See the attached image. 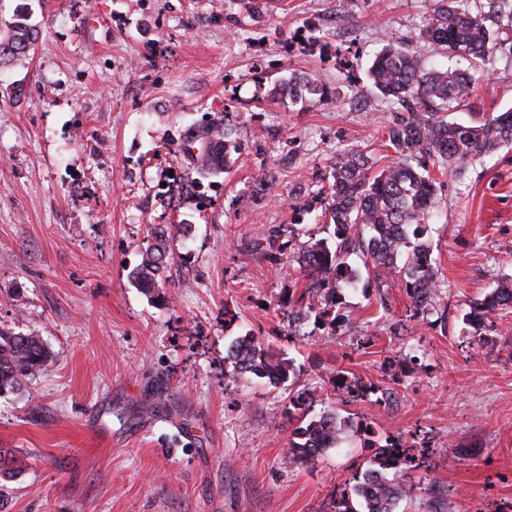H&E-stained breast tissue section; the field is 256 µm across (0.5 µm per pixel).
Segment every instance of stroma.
Masks as SVG:
<instances>
[{"instance_id":"stroma-1","label":"stroma","mask_w":512,"mask_h":512,"mask_svg":"<svg viewBox=\"0 0 512 512\" xmlns=\"http://www.w3.org/2000/svg\"><path fill=\"white\" fill-rule=\"evenodd\" d=\"M263 2L0 0V38L16 22L39 33L0 65V330L53 356L0 393V449L22 461L0 475V512H336L389 436L432 453L428 490L398 512H512V319H464L512 274V147L441 178L434 308L412 314L400 277H364L340 296L341 329L293 321L305 280L284 244L330 236L316 217L338 151L395 157L368 76L382 37L448 59L418 36L434 0ZM293 75L324 102L272 97ZM475 84L449 121L512 109V31ZM206 112L241 147L208 179L176 151ZM155 225L170 262L146 292L129 273ZM248 332L293 361L295 387L226 373ZM341 370L376 394L348 401ZM295 389L370 436L286 463Z\"/></svg>"}]
</instances>
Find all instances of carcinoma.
Returning a JSON list of instances; mask_svg holds the SVG:
<instances>
[{
	"mask_svg": "<svg viewBox=\"0 0 512 512\" xmlns=\"http://www.w3.org/2000/svg\"><path fill=\"white\" fill-rule=\"evenodd\" d=\"M420 37L444 54L466 56L479 65L492 54L498 33L484 20L472 16L460 6V0H435L432 13L425 18ZM37 32L22 23L11 26V33L0 39V65L18 54L34 49ZM369 73L373 87L386 100L398 105L404 114L395 117L384 130L385 143L398 158L392 164L372 171V160L357 149L336 154L332 182L328 185V206L322 217L333 227L335 245L327 239L309 237L288 253L298 259L308 284L294 302L297 317L326 312L334 304L338 289L359 282L361 273L348 263L349 256L361 252L364 268L372 279L384 280L396 273L403 275L406 293L418 311L434 300L441 285L439 269L431 261L417 262L421 253L431 254L424 236L434 215L442 183L436 172L462 173L484 154L512 145V111L492 116L477 126L447 119V113L467 105L474 92V79L467 71H449L426 67L407 44L387 42L375 56ZM280 95L290 101L321 102L322 87L314 79L291 78L280 87ZM239 146L222 119L212 116L190 124L178 144V152L190 157L194 170L201 176L217 175L229 169ZM152 243L143 253L140 266L131 279L140 288L158 286V278L168 259L165 230L151 231ZM403 264H397V261ZM512 313V275L498 278L490 292L474 303L466 320L480 324L476 315L486 318ZM232 374H252L259 379L274 372L270 383L285 384L297 377L292 360L272 354L251 333L235 337L227 348ZM51 362L49 350L40 337L32 334H9L0 331V392L13 390L22 381L35 376ZM342 391L353 400L364 399L375 388L359 380L338 375ZM293 410L301 411V426L295 435L305 438L291 443L288 463H308L326 449L341 443L347 428L361 433L367 428L344 423L336 414L324 412L309 416L302 395L292 396ZM406 459L392 458L379 452L363 476L352 488L361 510L351 501L341 499L336 512H396L398 501L414 486L388 477L399 472ZM379 485L370 495L361 486L362 477Z\"/></svg>",
	"mask_w": 512,
	"mask_h": 512,
	"instance_id": "carcinoma-1",
	"label": "carcinoma"
}]
</instances>
